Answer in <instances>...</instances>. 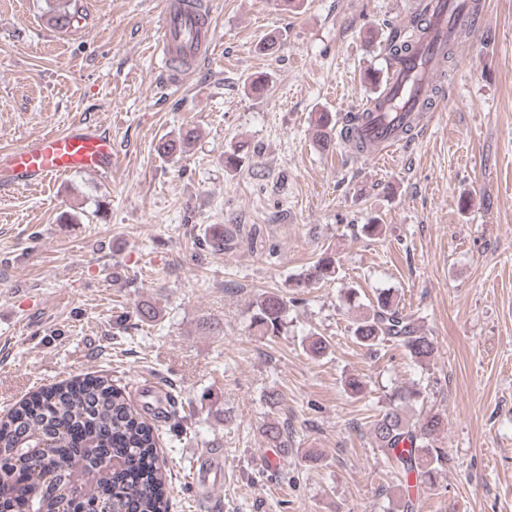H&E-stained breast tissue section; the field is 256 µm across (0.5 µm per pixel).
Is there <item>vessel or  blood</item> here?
Wrapping results in <instances>:
<instances>
[{
  "instance_id": "b4317fda",
  "label": "vessel or blood",
  "mask_w": 512,
  "mask_h": 512,
  "mask_svg": "<svg viewBox=\"0 0 512 512\" xmlns=\"http://www.w3.org/2000/svg\"><path fill=\"white\" fill-rule=\"evenodd\" d=\"M424 17L425 29L414 51L389 71L384 103L365 114L362 121V135L376 154L403 145L402 130L426 129L434 114L443 111V103L433 101L431 90L445 48L457 45L462 30H479L486 11L475 0H428ZM215 41L211 0H162L153 52L172 85H181L199 63L212 57ZM111 170V139L74 127L41 134L18 148L0 152V189L32 187L72 172L104 175ZM223 467L220 449L197 451L194 484L206 483Z\"/></svg>"
}]
</instances>
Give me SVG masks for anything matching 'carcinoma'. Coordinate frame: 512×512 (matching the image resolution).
Returning <instances> with one entry per match:
<instances>
[{"instance_id": "carcinoma-1", "label": "carcinoma", "mask_w": 512, "mask_h": 512, "mask_svg": "<svg viewBox=\"0 0 512 512\" xmlns=\"http://www.w3.org/2000/svg\"><path fill=\"white\" fill-rule=\"evenodd\" d=\"M48 22L68 28L78 17L76 0H56L49 8ZM413 49L405 37L394 31L385 51L389 55ZM359 117L348 115L343 137L360 149L355 140ZM317 141L326 145L336 124L327 112L315 119ZM194 138L188 130L158 145V153L170 156ZM339 262L333 252H323L300 281L313 283L336 277ZM287 301L268 292L252 304L250 327L261 336H279L285 329ZM357 343L373 348L392 341L404 348L412 361L424 363L436 352L420 318L399 306L394 293L382 290L370 310L357 318L351 328ZM424 400L417 385H405L389 394L385 410L370 427L371 441L391 464L401 487V512H421L418 492L435 485L447 455L436 446V436L448 425L446 414L429 412L411 420L406 410ZM135 409L125 392L99 377L60 384L40 402L24 401L0 420V460L9 463L24 454L33 455L32 465L17 466L22 474L14 479L16 488L0 492V512H82L101 497L117 504L118 512H169L164 494L167 474L154 448V427L144 413ZM266 443L281 455L288 454L286 430L278 420L267 421L262 429ZM55 442L42 449V440ZM112 449L107 456L105 449ZM79 454L94 470L95 481L79 498L64 497L60 490L70 484L69 458Z\"/></svg>"}]
</instances>
